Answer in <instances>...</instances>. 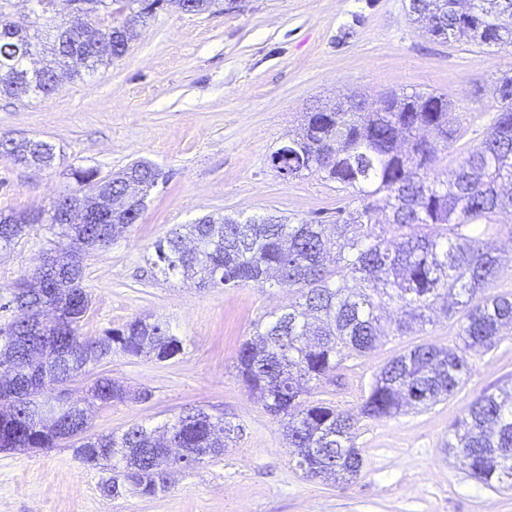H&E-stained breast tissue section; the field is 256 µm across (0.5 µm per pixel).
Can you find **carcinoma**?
I'll return each instance as SVG.
<instances>
[{
	"label": "carcinoma",
	"mask_w": 512,
	"mask_h": 512,
	"mask_svg": "<svg viewBox=\"0 0 512 512\" xmlns=\"http://www.w3.org/2000/svg\"><path fill=\"white\" fill-rule=\"evenodd\" d=\"M40 17V28L18 27L0 13V96H49L63 81L109 65L125 55L150 12L143 0H73L75 20L51 14L50 0H23ZM183 13L206 11L212 0H160ZM117 5L123 16L104 25L99 12ZM408 11L431 37L481 46L512 45V0H409ZM29 42L48 58L34 72L24 59ZM500 103L486 138L449 176L435 169L439 153L456 141L458 117L448 96L393 92L376 111L352 100L306 115L302 131L271 155L279 173L317 174L352 190L359 206L336 224H290L278 216L240 219L205 215L154 244L163 273L191 280L198 288L235 287L247 282L288 286L296 301L259 324L239 348L236 368L244 386L260 396L279 419L291 460L307 476L325 482L355 478L364 460L354 443L357 415L309 396L339 369L345 352L367 354L382 338L404 336L455 317L454 347L421 344L391 359L376 375L360 414L391 417L403 408H428L454 396L471 372V357L491 349L512 331V297L489 295L502 273L497 247L501 225L494 216L512 210V75L493 83ZM48 163L52 147L26 149L0 136V158ZM71 193L91 208L86 224H57L53 209L0 213V250L35 226L49 225L62 245L31 279L13 286L0 311V448H42L73 441L90 466L112 463L102 487L114 499L134 488L144 497L165 490L167 469L192 467L224 454L234 431L222 416L188 408L163 430L133 426L119 434H90L96 403L145 401L109 378L97 379L87 398L66 403L54 426L33 390L64 384L116 352L158 362L177 358L183 340L159 321L135 318L102 336L80 333L90 297L82 287L83 256L109 245L138 223L133 210L109 215L111 200L124 195L134 177L144 193L164 178L154 164L135 161L103 186L93 169L73 167ZM389 211V237L371 230L379 208ZM396 309L384 320L382 312ZM174 448L170 457L158 442ZM444 450L454 452L482 485L512 489V387L473 399L450 426Z\"/></svg>",
	"instance_id": "carcinoma-1"
}]
</instances>
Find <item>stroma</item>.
I'll list each match as a JSON object with an SVG mask.
<instances>
[{
    "label": "stroma",
    "instance_id": "35a3bbf8",
    "mask_svg": "<svg viewBox=\"0 0 512 512\" xmlns=\"http://www.w3.org/2000/svg\"><path fill=\"white\" fill-rule=\"evenodd\" d=\"M408 0H214L209 12L157 10L128 53L83 74L56 94L0 97V135L39 139L51 166L0 159V211L49 208L70 168L109 177L137 160L165 174L138 222L84 259L91 295L80 332L88 337L138 317L158 318L184 352L159 363L113 354L39 404L86 396L99 376L149 400L96 406L91 431L149 429L201 407L239 425L224 455L173 471L164 492L112 499L109 470L90 467L69 441L51 449L0 450V512H512V490L487 488L443 450L451 424L484 391L512 384V334L474 356L452 398L428 410L375 419L360 415L376 374L422 343L457 341L456 319L384 339L347 355L338 378L314 397L358 415L354 443L364 458L349 483L310 479L290 461L282 428L234 368L239 346L270 312L294 300L288 287L243 284L200 290L154 266L153 245L205 215H275L289 223L332 224L357 202L318 175L284 178L270 162L304 113L343 98L374 109L392 90L447 95L459 118L457 140L437 171L458 167L490 130L498 102L491 87L512 71L511 47H479L425 35ZM58 244L35 227L0 253V293L30 275Z\"/></svg>",
    "mask_w": 512,
    "mask_h": 512
}]
</instances>
